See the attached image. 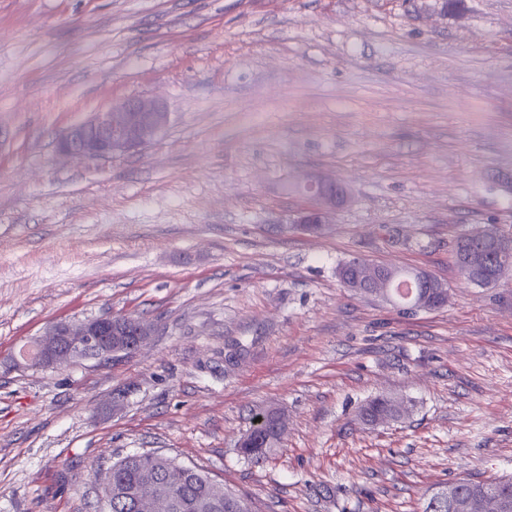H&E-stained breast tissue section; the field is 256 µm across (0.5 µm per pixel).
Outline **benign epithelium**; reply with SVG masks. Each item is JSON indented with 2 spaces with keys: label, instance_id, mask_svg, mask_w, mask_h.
<instances>
[{
  "label": "benign epithelium",
  "instance_id": "7a95c632",
  "mask_svg": "<svg viewBox=\"0 0 512 512\" xmlns=\"http://www.w3.org/2000/svg\"><path fill=\"white\" fill-rule=\"evenodd\" d=\"M170 113L166 106L153 99L128 98L115 101L108 108L94 113L91 119L67 129L59 138L61 152L78 159L92 160L116 157L146 147L169 126ZM309 205L292 223L307 230L319 229L329 223L331 214L345 200L344 188L335 181L308 176L300 184ZM497 254V263L490 265L485 246ZM456 258L471 274L473 283L482 286L499 280L503 271L512 266V238L485 229L466 234L456 243ZM359 273L346 283L355 292H367L392 298L390 288L395 272L386 266L368 263L358 266ZM417 306L434 310L448 302L447 286L422 269L411 271ZM146 321L131 316L99 317L77 321H57L48 325L42 336L25 347L36 357L16 361V364L40 368H55L79 359L106 360L124 352L122 344L131 342L130 349H139L151 335ZM435 500L448 503V512H512V504L493 491L473 498L465 494L456 482L438 489ZM173 494L169 487L151 476L143 478L138 491L139 512H170Z\"/></svg>",
  "mask_w": 512,
  "mask_h": 512
}]
</instances>
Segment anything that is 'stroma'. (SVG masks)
<instances>
[{"mask_svg":"<svg viewBox=\"0 0 512 512\" xmlns=\"http://www.w3.org/2000/svg\"><path fill=\"white\" fill-rule=\"evenodd\" d=\"M137 96L171 113L154 143L59 152ZM310 172L347 192L318 233L293 224ZM490 226L512 237V0H0V512H101L146 451L249 512H422L512 476V269L477 286L455 256ZM354 258L448 303L353 292ZM111 315L150 323L133 356L14 367L50 322ZM379 395L406 412L365 425ZM412 287L415 289L416 300L412 303L419 309L434 310L441 308L448 302L447 286L437 280L430 273L422 269L410 271ZM249 431L251 434V446L246 448H239L240 453L244 458H247L255 464H259L267 459L272 449L275 448L277 443H274L273 435V420L269 416L268 411L262 414V419L257 421Z\"/></svg>","mask_w":512,"mask_h":512,"instance_id":"obj_1","label":"stroma"}]
</instances>
